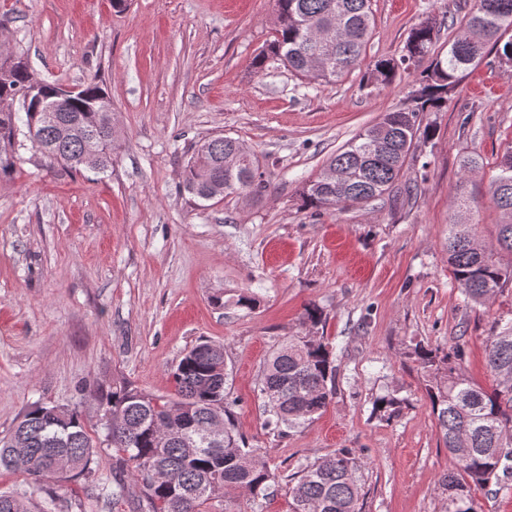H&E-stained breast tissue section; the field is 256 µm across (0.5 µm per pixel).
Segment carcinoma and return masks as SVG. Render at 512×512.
<instances>
[{
    "instance_id": "carcinoma-1",
    "label": "carcinoma",
    "mask_w": 512,
    "mask_h": 512,
    "mask_svg": "<svg viewBox=\"0 0 512 512\" xmlns=\"http://www.w3.org/2000/svg\"><path fill=\"white\" fill-rule=\"evenodd\" d=\"M273 39L253 62L257 70L272 61L309 81L336 82L359 67L371 37L370 0H274ZM433 19L412 29L400 61L374 62L368 80L386 85L399 67L418 72L413 106L387 112L373 126L328 157L300 190L303 206L320 210L383 198L395 182L414 141L432 136L426 112H439L463 72L487 54L512 57V0H474L466 20L469 35L451 43L448 53L432 52ZM57 84L44 81L18 59L0 60V178L9 174L28 141L50 166L79 168V157L94 153V171L112 166L109 121L112 101L95 81L80 87L59 112H41L36 98L53 100ZM239 140L218 134L203 141L188 159L185 190L207 200L215 185L224 196H260L269 185L255 157L229 170L225 158L239 151ZM490 193L508 221L496 225L497 248L476 240L474 225L462 218L448 224V263L465 298L482 304L512 285V150L501 157ZM429 384L427 394L453 465L439 480L447 494L445 512H477L473 491L512 476V324L492 327L487 366L495 384L486 391L459 369L464 351L438 356L415 349ZM175 392L154 396L123 387L112 392L105 412L103 443L112 456L131 465L138 483L136 512H208L219 494L259 495L277 483L259 449L238 433L234 402L227 393L224 348L202 341L186 351L171 371ZM336 358L319 336L288 339L261 370L267 424L280 434L314 419L335 390ZM221 434L209 428L216 416ZM97 445L79 413L56 405L30 408L10 434L0 439V468L20 470L34 492L46 478L61 482L90 478L106 496L125 495L94 468ZM362 464L350 448L318 458L290 479L291 512H362Z\"/></svg>"
}]
</instances>
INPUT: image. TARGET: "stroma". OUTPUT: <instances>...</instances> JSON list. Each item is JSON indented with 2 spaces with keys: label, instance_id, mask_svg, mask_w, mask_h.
Returning a JSON list of instances; mask_svg holds the SVG:
<instances>
[{
  "label": "stroma",
  "instance_id": "stroma-1",
  "mask_svg": "<svg viewBox=\"0 0 512 512\" xmlns=\"http://www.w3.org/2000/svg\"><path fill=\"white\" fill-rule=\"evenodd\" d=\"M472 4L372 0L362 67L311 84L252 66L273 35V0H0V49L64 86L99 79L113 131L106 172L49 167L28 145L0 179V436L48 404L76 409L101 440L113 390L173 393V366L206 339L224 348L239 432L279 476L268 495L232 492L209 512H291L292 475L339 448L362 462V512H444L438 480L452 461L414 349L462 346L461 370L494 384L485 340L512 321V288L467 302L447 240L463 201L478 238L495 240L489 183L512 147V66L486 57L428 115L435 134L416 140L396 182L416 198L314 211L299 192L331 153L411 106L415 70L376 86L367 66L399 59L431 17L442 23L435 49L447 52ZM220 133L258 158L265 195L202 202L184 190L187 159ZM243 293L254 307L236 306ZM309 305L318 325L303 318ZM308 333L333 348L336 392L280 436L265 426L259 370ZM44 489L30 495L25 474L0 470V490L28 512L48 492L68 512H133L131 498H101L84 478Z\"/></svg>",
  "mask_w": 512,
  "mask_h": 512
}]
</instances>
